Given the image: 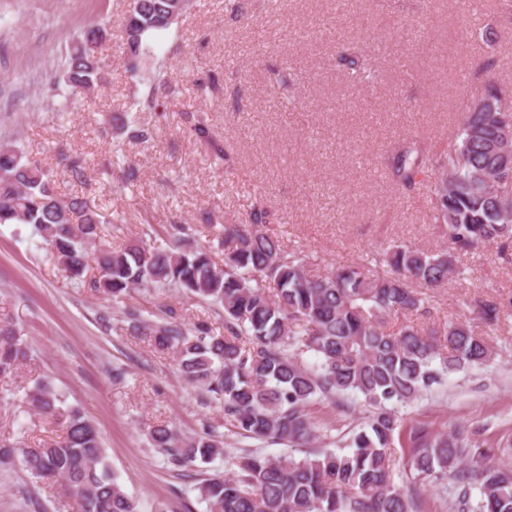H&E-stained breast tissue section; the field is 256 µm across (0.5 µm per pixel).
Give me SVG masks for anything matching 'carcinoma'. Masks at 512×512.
<instances>
[{
  "mask_svg": "<svg viewBox=\"0 0 512 512\" xmlns=\"http://www.w3.org/2000/svg\"><path fill=\"white\" fill-rule=\"evenodd\" d=\"M136 21L125 30L129 70L141 68L147 41L178 24L184 0H138ZM108 30L87 26L69 46L62 74L51 90L63 91L65 106L83 90L105 80L100 50ZM352 78L376 80L358 56L348 59ZM173 93L163 72L154 75L147 106ZM512 113L503 90L488 83L478 104L463 114L454 141L441 151L402 148L386 166L405 189L425 185L437 223L452 249L469 252L512 244V203L499 172L501 153L512 148V125L497 119ZM192 135L214 157L224 151L198 114L185 113ZM55 181L26 151L0 144V224H30L49 246V259L69 280L117 299L140 286L173 289L224 309V334L205 322L183 326L169 309L155 323L133 329L153 339L158 351L177 354L187 380L224 409L230 425L259 441L290 448L321 437L306 408L316 399L338 394L364 397L371 407L340 451L316 450L303 458L272 459L256 451L237 457L231 477L215 475L197 486L207 512H414L413 492L430 481L443 487L461 512H512V465L500 464L490 449L465 430H409L412 479L395 483L391 445L401 430L395 406L409 403L448 375L487 364L495 346L462 321L425 328L411 321L396 327L390 319L428 312L423 288H440L463 275L445 250L391 246L379 273L361 264L312 274L302 257L259 229L265 212L255 207L236 224L222 226L224 263L190 243L184 224L165 229L166 244L146 239L114 247L101 225L120 224L85 196L56 202ZM275 294L268 295L267 285ZM512 314V298L481 300L477 317L496 327ZM314 358L310 364L305 354ZM27 345L14 327L0 325V377L27 359ZM31 404L42 414L64 418V433L22 455L0 445V469L21 464L31 473L62 481L75 497L78 512H136L106 462L96 424L77 408L63 409L51 385L39 380ZM150 439L176 468L207 464L223 450L212 426L187 441L162 422ZM477 505H471L473 491Z\"/></svg>",
  "mask_w": 512,
  "mask_h": 512,
  "instance_id": "carcinoma-1",
  "label": "carcinoma"
}]
</instances>
